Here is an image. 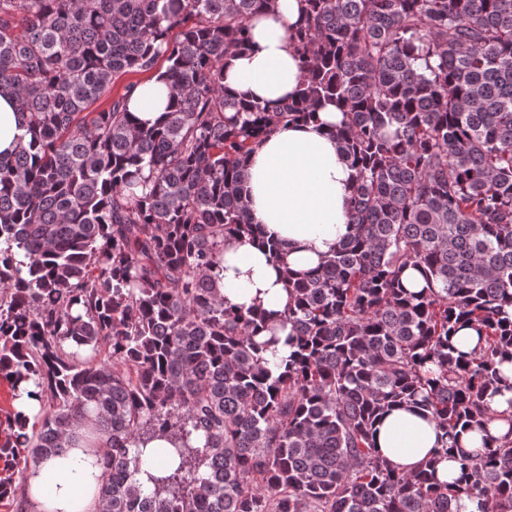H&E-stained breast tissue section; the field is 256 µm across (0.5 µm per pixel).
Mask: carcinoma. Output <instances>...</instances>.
<instances>
[{
    "label": "carcinoma",
    "instance_id": "1",
    "mask_svg": "<svg viewBox=\"0 0 512 512\" xmlns=\"http://www.w3.org/2000/svg\"><path fill=\"white\" fill-rule=\"evenodd\" d=\"M300 2L273 105L224 65L278 0H0V92L25 116L0 155V379L21 400L0 499L100 433L98 512H512V398L489 433L512 393V0ZM161 61L168 110L142 125L114 85ZM330 106L349 235L283 267V312L226 305L224 241L262 240L254 143ZM395 407L447 438L415 472L375 449ZM450 450L461 476L438 482Z\"/></svg>",
    "mask_w": 512,
    "mask_h": 512
}]
</instances>
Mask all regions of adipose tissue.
Masks as SVG:
<instances>
[{
  "label": "adipose tissue",
  "mask_w": 512,
  "mask_h": 512,
  "mask_svg": "<svg viewBox=\"0 0 512 512\" xmlns=\"http://www.w3.org/2000/svg\"><path fill=\"white\" fill-rule=\"evenodd\" d=\"M298 17L299 0H279L275 12L254 20L249 49L224 69L230 92L272 103L292 95L299 70L289 30ZM340 119V113L325 111L318 120L278 127L254 146L245 202L264 238L282 243L283 255L276 260L258 244L227 242L219 288L229 304L283 311L289 295L282 266L313 268L348 235L353 171L332 134ZM377 445L393 466L412 472L440 447L441 435L415 412L396 410L379 425ZM102 479L93 449L69 448L32 469L17 495L27 512H96ZM48 485L53 488L49 495L44 492Z\"/></svg>",
  "instance_id": "adipose-tissue-1"
}]
</instances>
